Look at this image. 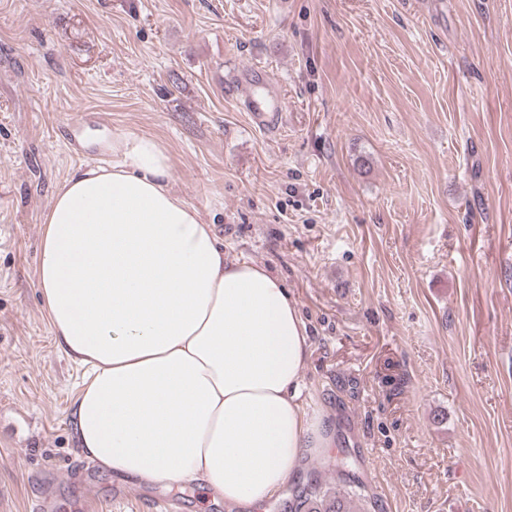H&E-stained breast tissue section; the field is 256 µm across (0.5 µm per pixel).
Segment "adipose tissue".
<instances>
[{
	"label": "adipose tissue",
	"instance_id": "adipose-tissue-1",
	"mask_svg": "<svg viewBox=\"0 0 512 512\" xmlns=\"http://www.w3.org/2000/svg\"><path fill=\"white\" fill-rule=\"evenodd\" d=\"M170 170L154 137L120 136L111 163L57 190L35 277L58 344L87 368L79 453L249 512L336 430L300 401L311 341L295 298L265 266L225 259Z\"/></svg>",
	"mask_w": 512,
	"mask_h": 512
}]
</instances>
